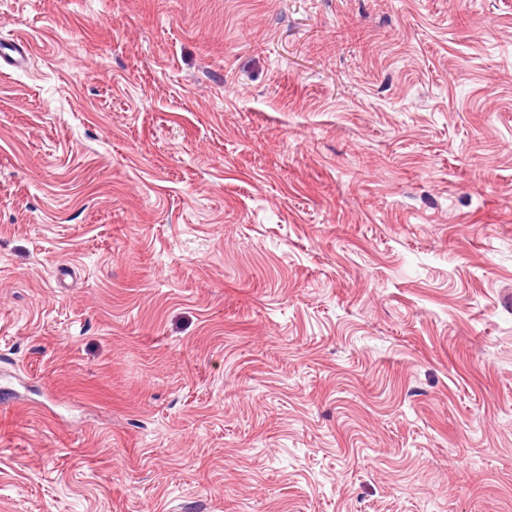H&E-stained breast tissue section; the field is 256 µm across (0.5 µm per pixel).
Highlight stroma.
Wrapping results in <instances>:
<instances>
[{
	"mask_svg": "<svg viewBox=\"0 0 512 512\" xmlns=\"http://www.w3.org/2000/svg\"><path fill=\"white\" fill-rule=\"evenodd\" d=\"M0 512H512V0H0Z\"/></svg>",
	"mask_w": 512,
	"mask_h": 512,
	"instance_id": "35a3bbf8",
	"label": "stroma"
}]
</instances>
